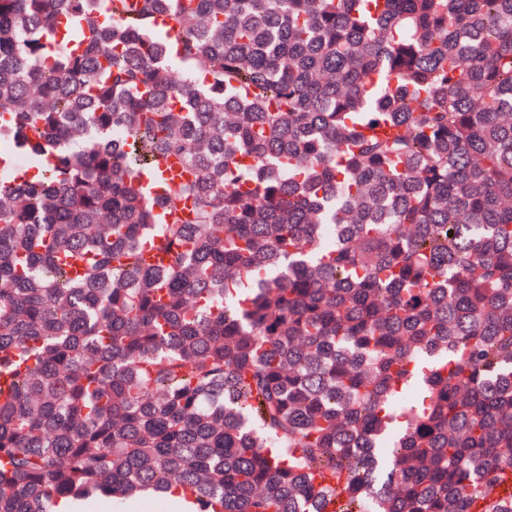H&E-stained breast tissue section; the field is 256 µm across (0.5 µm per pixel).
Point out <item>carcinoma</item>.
Segmentation results:
<instances>
[{
	"label": "carcinoma",
	"instance_id": "obj_1",
	"mask_svg": "<svg viewBox=\"0 0 512 512\" xmlns=\"http://www.w3.org/2000/svg\"><path fill=\"white\" fill-rule=\"evenodd\" d=\"M18 149L0 512H471L512 470V0H0Z\"/></svg>",
	"mask_w": 512,
	"mask_h": 512
}]
</instances>
